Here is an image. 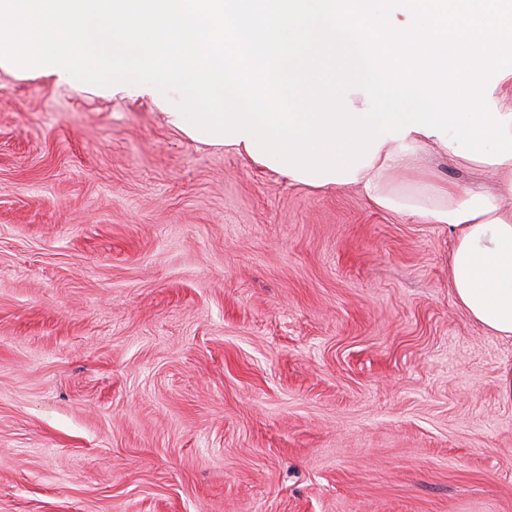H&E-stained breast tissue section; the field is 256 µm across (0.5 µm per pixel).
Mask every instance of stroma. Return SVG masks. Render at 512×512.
Segmentation results:
<instances>
[{
  "label": "stroma",
  "instance_id": "35a3bbf8",
  "mask_svg": "<svg viewBox=\"0 0 512 512\" xmlns=\"http://www.w3.org/2000/svg\"><path fill=\"white\" fill-rule=\"evenodd\" d=\"M175 108L0 66V512H512L450 230Z\"/></svg>",
  "mask_w": 512,
  "mask_h": 512
}]
</instances>
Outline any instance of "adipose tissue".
<instances>
[{
    "label": "adipose tissue",
    "mask_w": 512,
    "mask_h": 512,
    "mask_svg": "<svg viewBox=\"0 0 512 512\" xmlns=\"http://www.w3.org/2000/svg\"><path fill=\"white\" fill-rule=\"evenodd\" d=\"M423 132L386 140L370 165L355 173L356 185L377 208L424 224H444L454 234L449 277L456 302L487 332L512 339V158L484 164L493 189L461 188L424 172L408 192L395 190L397 174L419 168Z\"/></svg>",
    "instance_id": "adipose-tissue-1"
}]
</instances>
